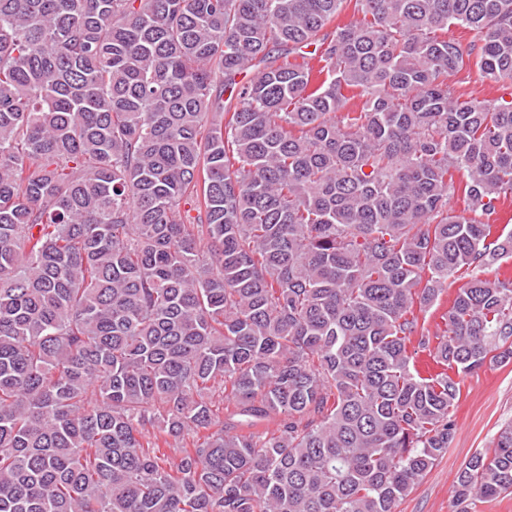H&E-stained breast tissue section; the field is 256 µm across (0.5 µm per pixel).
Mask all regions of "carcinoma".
I'll return each mask as SVG.
<instances>
[{"instance_id": "obj_1", "label": "carcinoma", "mask_w": 512, "mask_h": 512, "mask_svg": "<svg viewBox=\"0 0 512 512\" xmlns=\"http://www.w3.org/2000/svg\"><path fill=\"white\" fill-rule=\"evenodd\" d=\"M472 64L512 0H0V512H397L512 361V277L417 315L512 256ZM510 493L512 424L456 512ZM448 85L456 96L462 95L461 99H489L492 97L504 96L510 99L512 83L495 84L490 81H482L476 67L462 70L461 72L448 77ZM467 273L461 270L455 277L450 278L448 280V291L436 303L418 312L420 321H426V326L432 331L435 330L436 324H441V315L448 309V305L454 297L456 290L468 280Z\"/></svg>"}]
</instances>
